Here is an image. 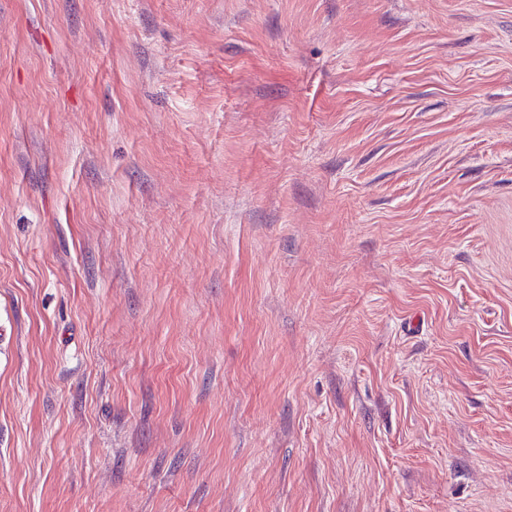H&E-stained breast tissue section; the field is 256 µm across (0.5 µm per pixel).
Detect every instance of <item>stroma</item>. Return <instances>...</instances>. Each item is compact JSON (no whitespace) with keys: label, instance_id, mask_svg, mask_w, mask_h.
<instances>
[{"label":"stroma","instance_id":"35a3bbf8","mask_svg":"<svg viewBox=\"0 0 512 512\" xmlns=\"http://www.w3.org/2000/svg\"><path fill=\"white\" fill-rule=\"evenodd\" d=\"M0 512H512V0H0Z\"/></svg>","mask_w":512,"mask_h":512}]
</instances>
